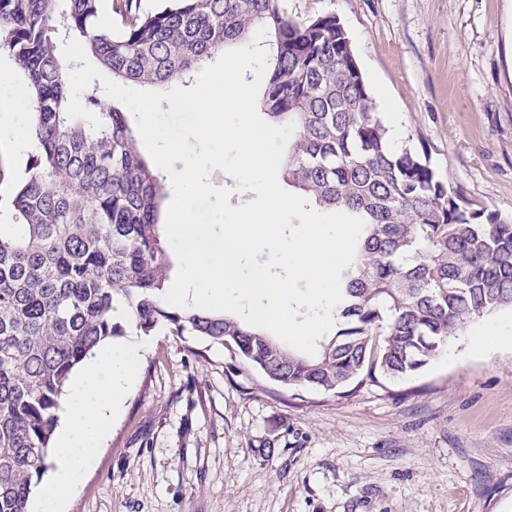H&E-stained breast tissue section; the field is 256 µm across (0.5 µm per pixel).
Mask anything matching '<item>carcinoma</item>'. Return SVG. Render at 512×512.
I'll return each instance as SVG.
<instances>
[{
    "instance_id": "cac0c4a2",
    "label": "carcinoma",
    "mask_w": 512,
    "mask_h": 512,
    "mask_svg": "<svg viewBox=\"0 0 512 512\" xmlns=\"http://www.w3.org/2000/svg\"><path fill=\"white\" fill-rule=\"evenodd\" d=\"M0 0V49L31 92V156L0 224V512H29L47 470L74 369L129 327L223 347L275 385L341 394L411 378L468 323L512 308V218L475 209L415 150L395 149L335 15L299 21L285 0ZM264 26L271 75L260 108L295 124L283 178L310 203L365 223L342 272L333 330L312 356L235 316L167 304L160 232L167 178L139 151L121 107L95 80L72 118L59 44L77 38L95 67L163 87L250 43Z\"/></svg>"
}]
</instances>
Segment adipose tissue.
<instances>
[{"instance_id": "ef3b65f1", "label": "adipose tissue", "mask_w": 512, "mask_h": 512, "mask_svg": "<svg viewBox=\"0 0 512 512\" xmlns=\"http://www.w3.org/2000/svg\"><path fill=\"white\" fill-rule=\"evenodd\" d=\"M141 357L140 347L112 344L85 360L74 376L55 454L41 485L38 512H60L63 494L82 483L105 439L100 411L122 402Z\"/></svg>"}]
</instances>
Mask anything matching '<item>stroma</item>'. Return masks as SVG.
Wrapping results in <instances>:
<instances>
[{
  "instance_id": "stroma-1",
  "label": "stroma",
  "mask_w": 512,
  "mask_h": 512,
  "mask_svg": "<svg viewBox=\"0 0 512 512\" xmlns=\"http://www.w3.org/2000/svg\"><path fill=\"white\" fill-rule=\"evenodd\" d=\"M333 14L394 147L512 217V0H287ZM61 512H512V309L418 375L350 396L282 391L160 329Z\"/></svg>"
}]
</instances>
